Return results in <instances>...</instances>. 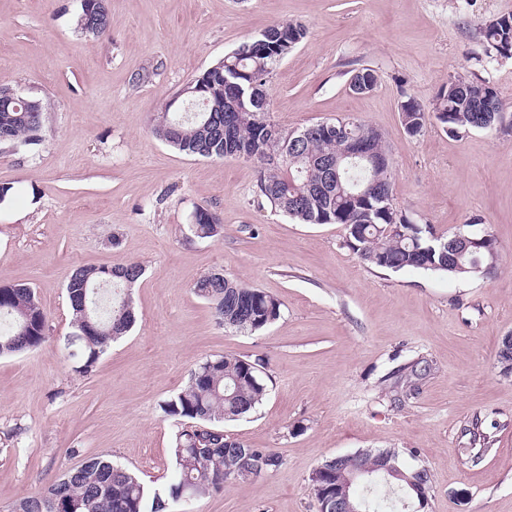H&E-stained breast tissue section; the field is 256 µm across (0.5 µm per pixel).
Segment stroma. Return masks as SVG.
Masks as SVG:
<instances>
[{
  "label": "stroma",
  "mask_w": 512,
  "mask_h": 512,
  "mask_svg": "<svg viewBox=\"0 0 512 512\" xmlns=\"http://www.w3.org/2000/svg\"><path fill=\"white\" fill-rule=\"evenodd\" d=\"M81 0H0V84L45 99L44 140L0 150V284L33 287L47 339L0 357V512L92 456L169 481L177 424L160 404L201 361L263 359L268 395L224 432L278 452L275 472L227 483L185 512H319L309 477L325 459L391 449L430 475L424 512H512V58L481 31L512 0H108L109 28H75ZM307 34L268 86L289 130L354 117L386 137L393 196L450 234L481 220L499 260L483 277L365 265L341 224H302L260 198L254 163L188 156L152 133L161 104L273 24ZM378 76L365 94L354 69ZM493 86L502 119L409 137L400 103L431 105L450 78ZM221 236L190 230L196 208ZM141 262L136 323L88 376L64 348L75 267ZM282 303L262 331L219 326L193 291L213 272ZM478 457H470V449Z\"/></svg>",
  "instance_id": "1"
}]
</instances>
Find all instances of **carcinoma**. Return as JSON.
Returning a JSON list of instances; mask_svg holds the SVG:
<instances>
[{"mask_svg":"<svg viewBox=\"0 0 512 512\" xmlns=\"http://www.w3.org/2000/svg\"><path fill=\"white\" fill-rule=\"evenodd\" d=\"M76 25L80 32L99 37L109 27L106 0H83ZM299 22L275 24L250 40L255 48L243 54H226L161 107L153 134L166 145L190 156L233 159L247 156L256 164L259 195L302 224H343L347 246L373 267L392 271L416 269L436 274L473 277V255L483 265L494 266L498 251L489 240L473 254H458L455 235L441 236L448 254L440 253L430 226L413 224L407 217L394 219L382 198L393 194V162L385 137L364 126L367 148L378 158L355 166L341 159L344 141L310 133L297 146L286 139L275 141L269 131V113L261 111L276 69L305 37ZM482 37L498 51L512 49V14L485 27ZM26 106L0 109V145L32 148L43 141L46 102L26 97ZM502 101L485 82L463 77L448 80L438 92L433 112L409 97L401 102V125L410 137L423 133L430 117L446 125L452 135L472 130L497 116ZM338 167V179L318 189L327 167ZM190 230L199 238L221 234L217 215L198 208ZM144 267L131 262L121 268L80 266L70 276L66 296L73 314L74 331L65 348H76L75 371L87 376L96 368L112 342L124 336L135 321L130 288ZM195 294L207 302L216 322L240 333H255L281 316L282 303L255 288L217 272L194 285ZM46 340V318L33 288L26 284L0 285V357L28 351ZM262 359L236 354L207 358L191 372L186 385L160 409L177 420L171 454L176 478L164 490L149 487L132 470L103 456L86 459L55 481L21 498L13 512H168L180 489L199 497L224 488L231 480H246L277 470L278 453L268 448H228L224 422L244 417L260 406L267 395ZM376 464L375 454H346L318 464L325 468L330 494L346 484L354 471ZM414 471L397 478L380 470L364 478L361 492L349 494L357 512H411L406 482Z\"/></svg>","mask_w":512,"mask_h":512,"instance_id":"carcinoma-1","label":"carcinoma"}]
</instances>
